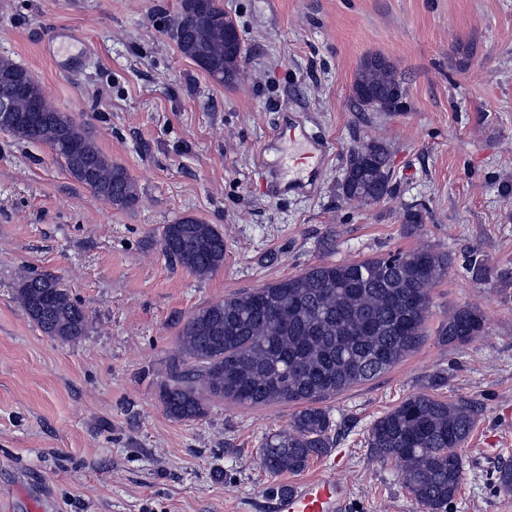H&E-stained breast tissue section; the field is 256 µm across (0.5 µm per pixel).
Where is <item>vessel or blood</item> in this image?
<instances>
[{
    "label": "vessel or blood",
    "mask_w": 512,
    "mask_h": 512,
    "mask_svg": "<svg viewBox=\"0 0 512 512\" xmlns=\"http://www.w3.org/2000/svg\"><path fill=\"white\" fill-rule=\"evenodd\" d=\"M286 133L295 137L302 148V158L307 165L304 176L282 179L269 172L272 195H312L318 189L320 172L329 157L332 145L323 137L308 134L305 117L300 112L284 115ZM348 484L333 476H320L292 482L276 494L275 512H344L349 500Z\"/></svg>",
    "instance_id": "obj_1"
}]
</instances>
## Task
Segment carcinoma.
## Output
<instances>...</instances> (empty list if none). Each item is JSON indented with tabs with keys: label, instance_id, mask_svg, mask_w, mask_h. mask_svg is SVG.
Instances as JSON below:
<instances>
[{
	"label": "carcinoma",
	"instance_id": "1",
	"mask_svg": "<svg viewBox=\"0 0 512 512\" xmlns=\"http://www.w3.org/2000/svg\"><path fill=\"white\" fill-rule=\"evenodd\" d=\"M239 32L217 0H182L171 35L178 49L215 81L244 78V39L228 53L226 33ZM353 98L364 109L388 112L403 92L396 72L381 55L363 59ZM0 93L15 99L24 121L0 124L28 142L50 147L66 170L97 199L119 209L139 202L126 169L105 156L80 124L49 103L27 70L0 58ZM387 147L378 140L353 148L339 183L350 203L369 205L391 193ZM161 251L197 276L224 266V236L211 224L187 216L165 224ZM451 259L433 249L398 250L347 263L323 262L302 272L230 295L191 314L178 332L177 355L159 387L164 411L174 420L208 414L211 398L243 405L299 406L288 428L262 443L258 465L271 475L302 471L334 446L332 418L319 403L346 388L379 377L418 347L430 308L429 288L448 274ZM463 265L475 280L487 275L477 256ZM18 299L45 335L75 343L89 317L57 277L23 274ZM482 312L470 306L448 314L441 335L464 343L481 335ZM475 425L465 401L412 395L378 418L366 445L378 460L399 463L404 486L425 512H446L463 478L461 448Z\"/></svg>",
	"mask_w": 512,
	"mask_h": 512
}]
</instances>
